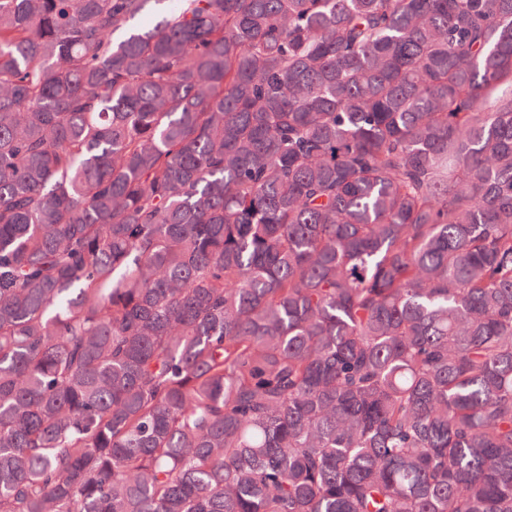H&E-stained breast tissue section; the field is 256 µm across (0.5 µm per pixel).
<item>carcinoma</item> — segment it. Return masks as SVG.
Segmentation results:
<instances>
[{
	"instance_id": "1",
	"label": "carcinoma",
	"mask_w": 512,
	"mask_h": 512,
	"mask_svg": "<svg viewBox=\"0 0 512 512\" xmlns=\"http://www.w3.org/2000/svg\"><path fill=\"white\" fill-rule=\"evenodd\" d=\"M0 512H512V0H0Z\"/></svg>"
}]
</instances>
